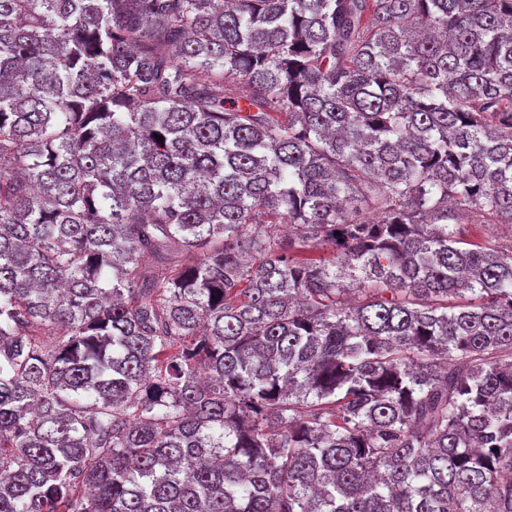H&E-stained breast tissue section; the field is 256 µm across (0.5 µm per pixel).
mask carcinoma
<instances>
[{
    "label": "carcinoma",
    "mask_w": 512,
    "mask_h": 512,
    "mask_svg": "<svg viewBox=\"0 0 512 512\" xmlns=\"http://www.w3.org/2000/svg\"><path fill=\"white\" fill-rule=\"evenodd\" d=\"M463 213L512 0H0V512H512Z\"/></svg>",
    "instance_id": "obj_1"
}]
</instances>
